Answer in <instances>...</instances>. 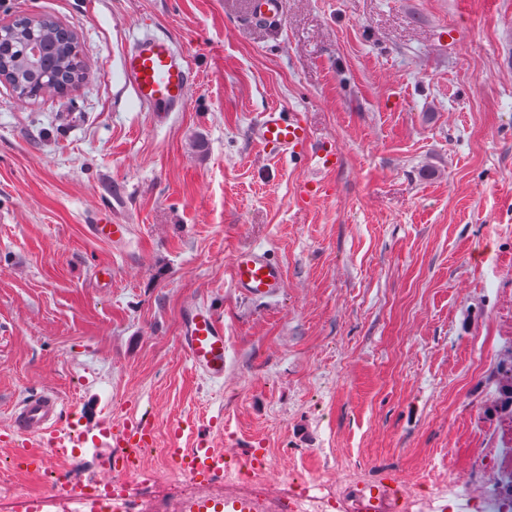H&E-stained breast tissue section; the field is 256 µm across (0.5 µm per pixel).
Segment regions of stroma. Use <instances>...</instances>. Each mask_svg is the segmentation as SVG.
Wrapping results in <instances>:
<instances>
[{
  "label": "stroma",
  "mask_w": 512,
  "mask_h": 512,
  "mask_svg": "<svg viewBox=\"0 0 512 512\" xmlns=\"http://www.w3.org/2000/svg\"><path fill=\"white\" fill-rule=\"evenodd\" d=\"M53 17L87 77L18 97L0 83V435L55 392L59 435L0 444L43 468L0 479L24 512L53 478L103 483L104 429L149 420L147 467L206 439L268 452L341 498L420 478L472 489L497 471L499 364L512 355V0H0V25ZM464 30L455 47L441 34ZM173 36L192 72L157 124L121 73L134 40ZM278 107L307 145L278 155L254 121ZM204 139L197 149L196 139ZM332 144L336 167L315 152ZM100 219L128 225L119 244ZM264 252L284 286L255 300L232 259ZM224 325L220 380L180 347L184 313Z\"/></svg>",
  "instance_id": "1"
}]
</instances>
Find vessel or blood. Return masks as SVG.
Returning <instances> with one entry per match:
<instances>
[{
	"instance_id": "vessel-or-blood-1",
	"label": "vessel or blood",
	"mask_w": 512,
	"mask_h": 512,
	"mask_svg": "<svg viewBox=\"0 0 512 512\" xmlns=\"http://www.w3.org/2000/svg\"><path fill=\"white\" fill-rule=\"evenodd\" d=\"M121 72L135 101L143 109L153 112L157 120H166L171 113L182 111L188 101L191 71L185 55L171 36L153 34L136 39L122 58ZM253 131L262 142L288 156L309 139L303 121L283 114L278 108L262 113ZM232 276L237 288L256 299L270 297L283 286L281 267L255 250H244L235 255ZM182 347L195 371L213 380L223 378L224 328L210 309L197 307L187 313ZM58 405L59 399L52 393L27 399L13 414L14 436L50 433L58 417ZM107 435L112 440V452L103 459L105 468L117 474L142 475L138 451L153 447V427L143 421L127 419L109 425ZM165 456L175 468L187 474L224 470L223 453L202 438L191 448H168ZM186 512L259 510L251 503L202 501L188 506Z\"/></svg>"
}]
</instances>
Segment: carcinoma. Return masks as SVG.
Here are the masks:
<instances>
[{
    "label": "carcinoma",
    "instance_id": "obj_1",
    "mask_svg": "<svg viewBox=\"0 0 512 512\" xmlns=\"http://www.w3.org/2000/svg\"><path fill=\"white\" fill-rule=\"evenodd\" d=\"M0 69L18 96L61 94L85 78L82 61L71 54L73 36L48 16H22L0 28ZM488 414L512 415V360L497 384V399Z\"/></svg>",
    "mask_w": 512,
    "mask_h": 512
}]
</instances>
